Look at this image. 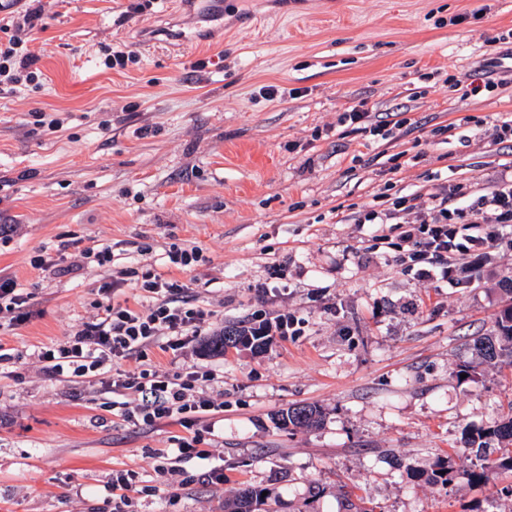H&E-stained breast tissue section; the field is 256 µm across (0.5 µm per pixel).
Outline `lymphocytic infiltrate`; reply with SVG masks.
Wrapping results in <instances>:
<instances>
[{"label":"lymphocytic infiltrate","mask_w":512,"mask_h":512,"mask_svg":"<svg viewBox=\"0 0 512 512\" xmlns=\"http://www.w3.org/2000/svg\"><path fill=\"white\" fill-rule=\"evenodd\" d=\"M43 16L41 4H34L12 22L1 25L0 92L15 91L17 85L33 80L38 61L28 43L31 31ZM459 188L438 185L420 204L425 216L401 224L400 241L408 261L423 278L455 284L459 266L471 264L498 240L512 235V179L468 205H461ZM147 294L148 308L115 302L119 282L98 288L97 312L82 322L66 341L43 348L37 360L48 376L66 382L73 377L94 379L111 389L117 399L112 408L123 420L154 423L168 418L198 420L216 406L211 398H192L199 382L210 373L193 370L182 382H173L156 370H114L119 361H140L148 348L178 350L188 338L201 335L209 312L184 301L175 282L145 272L136 283ZM31 296L11 278L0 277V319L9 325L28 322L34 311ZM134 393L137 403L125 401Z\"/></svg>","instance_id":"f902f5d3"}]
</instances>
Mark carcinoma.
<instances>
[{
    "instance_id": "obj_1",
    "label": "carcinoma",
    "mask_w": 512,
    "mask_h": 512,
    "mask_svg": "<svg viewBox=\"0 0 512 512\" xmlns=\"http://www.w3.org/2000/svg\"><path fill=\"white\" fill-rule=\"evenodd\" d=\"M495 333L479 336L473 341V350L486 363L500 368H512V306L501 310L495 322ZM245 345L260 351L266 345V337L252 335L245 331L229 327L224 335L216 338L209 345L214 353H223L229 348ZM323 418L321 407L315 404L293 405L281 413V420L293 426L313 428L319 426ZM497 442V447L490 449L488 444ZM466 447L475 453V462L471 469L458 471L449 462H440L428 477L433 483L450 485L458 479L484 483L499 470L512 472V415L502 419L496 425L477 430L465 440ZM497 457H492V454ZM269 496L263 490L245 488L238 496L224 504V512H273L267 508Z\"/></svg>"
}]
</instances>
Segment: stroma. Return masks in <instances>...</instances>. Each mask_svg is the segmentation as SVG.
<instances>
[{
	"instance_id": "1",
	"label": "stroma",
	"mask_w": 512,
	"mask_h": 512,
	"mask_svg": "<svg viewBox=\"0 0 512 512\" xmlns=\"http://www.w3.org/2000/svg\"><path fill=\"white\" fill-rule=\"evenodd\" d=\"M129 3L42 0L41 76L0 94V277L36 310L0 327V512H113L123 469L143 486L129 512H224L247 486L287 512H512V472L425 479L440 461L469 469L465 435L512 410V370L468 348L512 301V242L451 287L405 268L398 225L355 221L444 182L472 202L512 177V142L492 137L512 119V0H314L288 21L252 0L250 26L170 0L129 17ZM188 30L207 53L182 49ZM125 48L138 63L100 67ZM38 108L61 111L62 128L37 125ZM355 108L391 135L340 123ZM175 247L200 261L176 267ZM104 248L111 261L85 263ZM37 255L68 274L32 268ZM123 270L117 301L140 302L134 276L149 271L211 312L203 335L151 346L144 363L175 380L214 373L197 391L224 405L195 425L124 422L101 385L30 366ZM283 310L298 335L258 354L206 351L224 327ZM303 403L321 407L319 427L279 425ZM186 441L206 459L177 458Z\"/></svg>"
}]
</instances>
